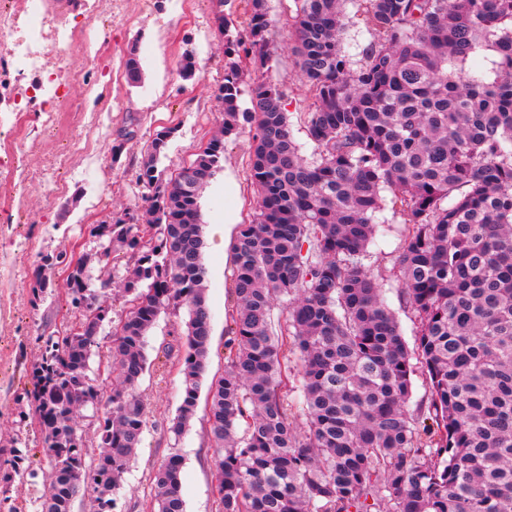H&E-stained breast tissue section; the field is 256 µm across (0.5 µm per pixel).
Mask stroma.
I'll list each match as a JSON object with an SVG mask.
<instances>
[{
  "mask_svg": "<svg viewBox=\"0 0 512 512\" xmlns=\"http://www.w3.org/2000/svg\"><path fill=\"white\" fill-rule=\"evenodd\" d=\"M71 22L97 46V55L84 48L69 51V63L79 79L66 93L81 106L77 121L59 136L46 125L43 113L16 117L0 101V137L18 139L19 170L24 179L8 199L0 186V209L13 221L0 223V446L21 442L39 454V433L20 423L17 396L29 385V372L41 360L36 341L41 333L61 334L75 323L61 295L36 300L34 267L42 256L60 252L95 255L101 249L91 236L95 224L111 223L115 213L143 206L146 190L139 179V163L156 133L172 129L158 168L170 175L193 160L222 125L224 109L217 98L224 82V38L215 16L245 26L242 0H62ZM293 0H269L272 20L271 59L267 74L279 80L293 132L305 140L303 114L311 100L292 54ZM193 53L194 78H183L180 62ZM137 54L143 78L131 85L125 69L129 54ZM255 130L240 125L224 141L223 167L200 197L204 234L226 226L227 243H205L206 297L212 313L211 348L207 377L224 371V340L236 306L233 294V259L230 248L239 225H225L226 214L239 224L252 221L256 198L248 180ZM69 153L67 167L55 182L42 174L58 151ZM380 227L367 248L365 264L378 278L384 299L394 312L407 345H414L416 324L401 298L396 259L404 246V226L391 208L376 215ZM133 259L115 253L108 267L90 263L92 279L110 278L112 287L102 298L112 320L124 319L128 297L122 280ZM185 307L159 315L152 328L147 356L149 368L137 390L149 408L147 426L112 512H149L154 496V475L170 452L183 460L181 492L185 512H217L213 487L217 454L208 434V393L200 391L195 416L179 441L170 440L167 426L182 402V377L176 358L167 356L185 332Z\"/></svg>",
  "mask_w": 512,
  "mask_h": 512,
  "instance_id": "obj_1",
  "label": "stroma"
}]
</instances>
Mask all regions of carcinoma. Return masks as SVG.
<instances>
[{
    "mask_svg": "<svg viewBox=\"0 0 512 512\" xmlns=\"http://www.w3.org/2000/svg\"><path fill=\"white\" fill-rule=\"evenodd\" d=\"M347 2L295 0L310 153L292 132L281 83L240 88L243 67L270 59L268 0H246L245 30L224 21L222 135L167 176L158 163L172 130L156 134L139 174L146 223L123 213L91 229L136 256L109 395L88 375L107 283L92 288L88 257L58 253L35 268L39 294L56 287L62 266L82 273L64 285L79 325L36 337L42 359L19 398L52 473L37 512H72L78 478L94 485L98 512H112L146 427L136 387L147 337L179 305L184 397L167 433L177 441L189 426L212 323L199 194L242 124L255 128L257 204L233 247L227 362L208 389L219 512H372L383 502L388 512H512V0H358L373 36L358 61L340 46ZM480 58L488 68L472 66ZM385 190L406 226L397 268L417 323L412 352L363 264ZM418 367L428 395L411 412ZM100 405L88 463L75 413ZM181 471L176 453L158 467L157 512H185ZM24 476H37L28 454L0 452V505Z\"/></svg>",
    "mask_w": 512,
    "mask_h": 512,
    "instance_id": "cac0c4a2",
    "label": "carcinoma"
}]
</instances>
